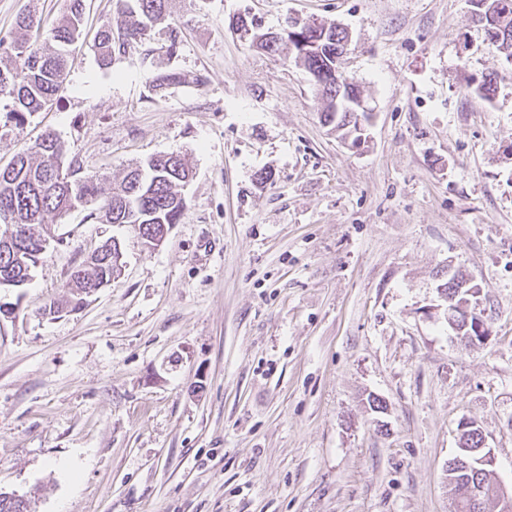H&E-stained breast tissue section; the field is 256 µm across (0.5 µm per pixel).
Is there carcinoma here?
Wrapping results in <instances>:
<instances>
[{"instance_id": "cac0c4a2", "label": "carcinoma", "mask_w": 512, "mask_h": 512, "mask_svg": "<svg viewBox=\"0 0 512 512\" xmlns=\"http://www.w3.org/2000/svg\"><path fill=\"white\" fill-rule=\"evenodd\" d=\"M139 18L118 32L107 24L98 32L97 49L102 64L112 63L115 51L133 48L145 35L147 25L165 20L168 0H135ZM83 0H69L65 19L44 30L43 19L30 11L18 21V33L5 43L0 39V99L11 101L10 112L17 121L26 114L43 110L60 91L68 68V47L81 36ZM315 31L312 24H300L280 42L267 43L260 49L276 55L296 48L301 37ZM336 49V31L329 30L322 51L306 57L301 64L308 70H329L327 52ZM499 75L483 78L474 86L480 97L491 100L498 89ZM332 83L322 88L325 101L324 122L335 125L344 135L358 140L368 127L369 116L363 112H333L330 97ZM64 145L52 133L41 139V147L17 155V160L0 169V288H21L31 277V270L41 259L39 246L44 234L35 227L48 226L49 216H61L76 205H97L107 224H136L139 234L159 231L163 224H176L187 202L182 188L192 178L184 158L171 153L150 158L130 168L117 186L109 178L83 174L64 165ZM22 224L24 234L17 239L5 238L7 225ZM107 249L100 259L90 257L74 268L67 283L66 299L49 305V313L73 310L83 304L81 292L111 280L117 268Z\"/></svg>"}]
</instances>
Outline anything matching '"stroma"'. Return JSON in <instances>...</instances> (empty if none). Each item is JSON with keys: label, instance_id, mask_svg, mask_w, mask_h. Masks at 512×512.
<instances>
[{"label": "stroma", "instance_id": "35a3bbf8", "mask_svg": "<svg viewBox=\"0 0 512 512\" xmlns=\"http://www.w3.org/2000/svg\"><path fill=\"white\" fill-rule=\"evenodd\" d=\"M32 6L52 27L68 0H0V39ZM240 16L350 29L364 143ZM125 20L85 0L52 106L20 124L0 108V167L47 132L116 179L179 152L188 207L156 247L88 206L52 218L28 284L0 291V489L35 512H450L464 420L495 455L488 498L511 488L512 80L468 88L505 67L469 0H169L102 66L94 36ZM112 239L111 282L46 314ZM455 274L482 290L484 345L448 326Z\"/></svg>", "mask_w": 512, "mask_h": 512}]
</instances>
